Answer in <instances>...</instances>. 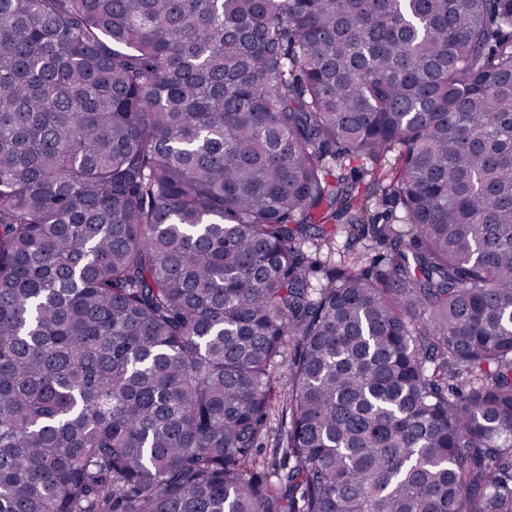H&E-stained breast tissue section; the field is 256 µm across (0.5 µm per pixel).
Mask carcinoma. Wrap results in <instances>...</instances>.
<instances>
[{
    "label": "carcinoma",
    "instance_id": "obj_1",
    "mask_svg": "<svg viewBox=\"0 0 512 512\" xmlns=\"http://www.w3.org/2000/svg\"><path fill=\"white\" fill-rule=\"evenodd\" d=\"M0 512H512V0H0ZM369 243V237L362 236H347L343 234L337 239L336 253L332 254L331 257L328 256L326 259L325 255L321 257L323 261L326 260L325 264H334L339 262L340 256L344 254L352 253V252H363L365 250L366 244Z\"/></svg>",
    "mask_w": 512,
    "mask_h": 512
}]
</instances>
